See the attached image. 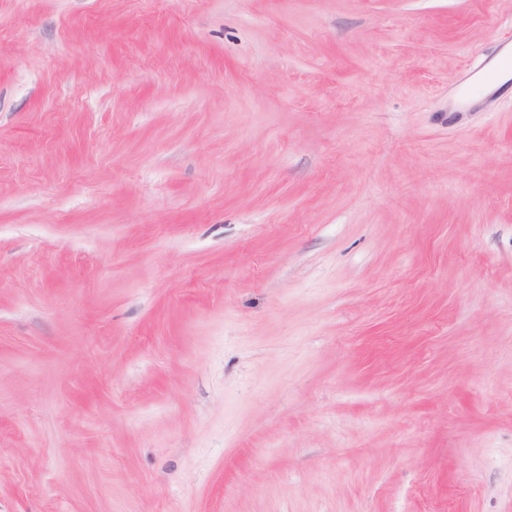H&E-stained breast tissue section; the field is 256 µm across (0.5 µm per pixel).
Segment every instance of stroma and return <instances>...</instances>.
Wrapping results in <instances>:
<instances>
[{"instance_id":"stroma-1","label":"stroma","mask_w":512,"mask_h":512,"mask_svg":"<svg viewBox=\"0 0 512 512\" xmlns=\"http://www.w3.org/2000/svg\"><path fill=\"white\" fill-rule=\"evenodd\" d=\"M512 0H0V512H512Z\"/></svg>"}]
</instances>
